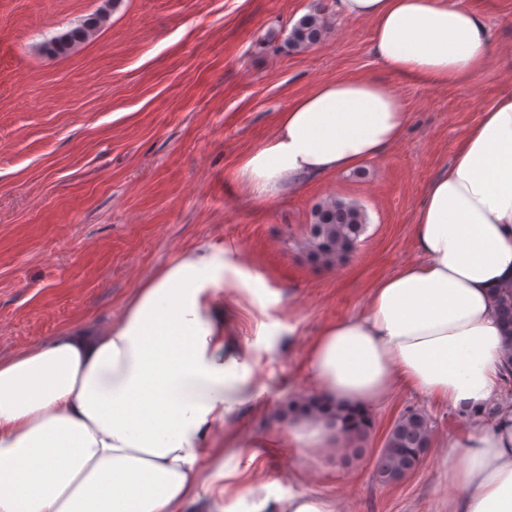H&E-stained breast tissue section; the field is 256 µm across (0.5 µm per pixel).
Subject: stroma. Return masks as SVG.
Wrapping results in <instances>:
<instances>
[{"label": "stroma", "mask_w": 512, "mask_h": 512, "mask_svg": "<svg viewBox=\"0 0 512 512\" xmlns=\"http://www.w3.org/2000/svg\"><path fill=\"white\" fill-rule=\"evenodd\" d=\"M468 2L495 37L480 77L448 87L389 77L412 114L397 145L256 202L237 169L279 112L323 81L387 77L371 54L369 21L342 16L336 0H120L92 39L55 56L44 42L103 0H0V359L68 329H105L141 283L208 247L224 267L214 300L234 308L262 409L236 415L241 453L225 450L216 427L185 512H248L246 486L274 499L322 497L343 512H445L448 444L469 420L434 398L401 391L374 408L358 458L277 441L288 400L316 391L309 343L361 313L378 279L417 261L414 216L427 184L482 110L512 92V0ZM319 8L328 36L287 49L292 26ZM328 197L357 203L368 218L339 266L312 264L301 248L314 205ZM410 407L430 417L431 447L413 474L379 484L377 455Z\"/></svg>", "instance_id": "35a3bbf8"}]
</instances>
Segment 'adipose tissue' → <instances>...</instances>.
<instances>
[{"label": "adipose tissue", "instance_id": "adipose-tissue-1", "mask_svg": "<svg viewBox=\"0 0 512 512\" xmlns=\"http://www.w3.org/2000/svg\"><path fill=\"white\" fill-rule=\"evenodd\" d=\"M336 9L371 22L384 70L427 86L475 80L495 49L467 0ZM410 123L387 81L327 80L279 112L237 175L269 200L385 156ZM414 240L418 261L381 278L361 314L325 325L307 365L332 403L368 411L407 389L469 414L466 437L448 447V512H512V401L484 414L505 365L494 290L512 281V93L429 183ZM220 277L213 254L190 251L103 331L71 329L0 360V512H183L215 425L255 401L249 354L209 297ZM288 435L306 450L345 446L320 417H296Z\"/></svg>", "mask_w": 512, "mask_h": 512}]
</instances>
